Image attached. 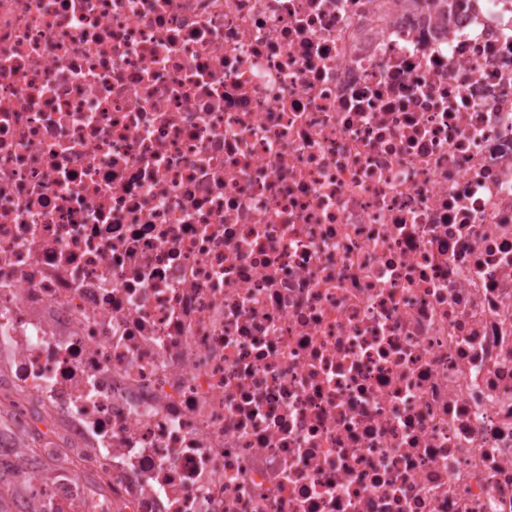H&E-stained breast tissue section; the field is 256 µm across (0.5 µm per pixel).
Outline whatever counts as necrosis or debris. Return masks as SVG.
I'll return each instance as SVG.
<instances>
[{"instance_id": "1", "label": "necrosis or debris", "mask_w": 512, "mask_h": 512, "mask_svg": "<svg viewBox=\"0 0 512 512\" xmlns=\"http://www.w3.org/2000/svg\"><path fill=\"white\" fill-rule=\"evenodd\" d=\"M0 375L15 512H512V16L0 0Z\"/></svg>"}]
</instances>
